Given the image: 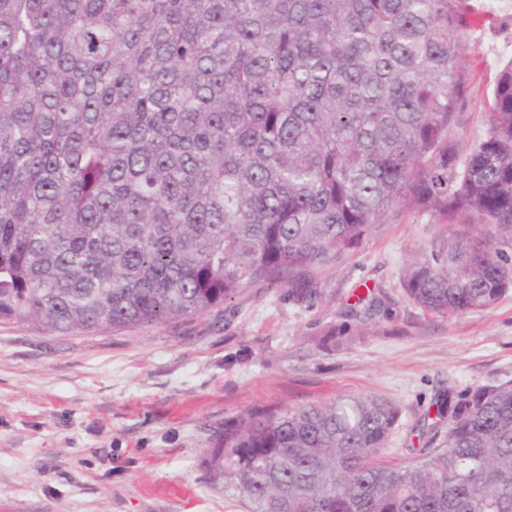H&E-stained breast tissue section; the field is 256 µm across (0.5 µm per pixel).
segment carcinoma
I'll return each mask as SVG.
<instances>
[{
  "instance_id": "obj_1",
  "label": "carcinoma",
  "mask_w": 512,
  "mask_h": 512,
  "mask_svg": "<svg viewBox=\"0 0 512 512\" xmlns=\"http://www.w3.org/2000/svg\"><path fill=\"white\" fill-rule=\"evenodd\" d=\"M464 0H0V319L59 333L204 313L403 210L448 233L402 288L464 315L512 289V61L456 139ZM443 448L380 460L392 402L224 425L250 512H512V380L448 396Z\"/></svg>"
}]
</instances>
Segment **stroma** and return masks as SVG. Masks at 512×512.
Here are the masks:
<instances>
[{
	"instance_id": "1",
	"label": "stroma",
	"mask_w": 512,
	"mask_h": 512,
	"mask_svg": "<svg viewBox=\"0 0 512 512\" xmlns=\"http://www.w3.org/2000/svg\"><path fill=\"white\" fill-rule=\"evenodd\" d=\"M469 6L484 21L466 34L464 147L483 134L512 61V8ZM446 233L417 213L375 225L315 271L304 299L261 282L159 324L62 335L0 320V512H248L241 495L214 488L202 458L255 408L384 398L400 410L384 459L426 447L425 412L512 380V292L462 316L404 295L406 268Z\"/></svg>"
}]
</instances>
